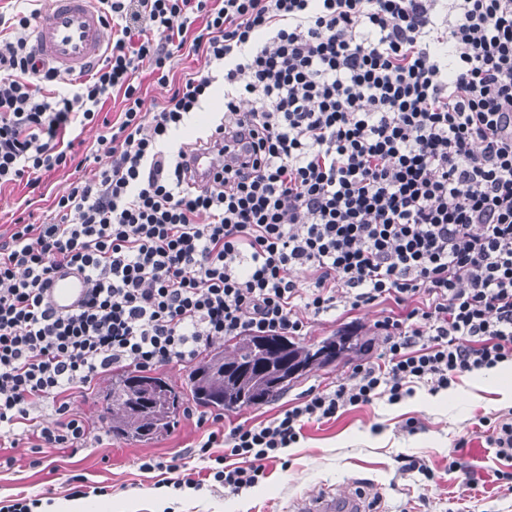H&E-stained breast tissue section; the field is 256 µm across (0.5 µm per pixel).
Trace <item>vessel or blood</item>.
Segmentation results:
<instances>
[{
	"mask_svg": "<svg viewBox=\"0 0 512 512\" xmlns=\"http://www.w3.org/2000/svg\"><path fill=\"white\" fill-rule=\"evenodd\" d=\"M108 26L93 0H50V8L34 30V44L41 61L68 74L83 72L91 61L102 57ZM224 162L213 152L192 156L189 164L198 184H205ZM83 277L69 269L59 270L49 290V301L59 311L74 308L84 297ZM364 494L351 489L295 498L289 512H367Z\"/></svg>",
	"mask_w": 512,
	"mask_h": 512,
	"instance_id": "b4317fda",
	"label": "vessel or blood"
}]
</instances>
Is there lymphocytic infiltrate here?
<instances>
[{"label":"lymphocytic infiltrate","instance_id":"1","mask_svg":"<svg viewBox=\"0 0 512 512\" xmlns=\"http://www.w3.org/2000/svg\"><path fill=\"white\" fill-rule=\"evenodd\" d=\"M116 33L79 82L39 65L14 17L0 35V185L72 165L77 127L110 157L56 195L46 224L0 236V448L78 453L75 391L116 369L191 363L227 337L299 336L337 301L393 303L380 362L277 416L214 429L205 467L143 457L174 488L268 477L305 423L512 362V0H96ZM204 56L206 67L176 73ZM167 87L143 110L144 78ZM224 85V117L177 139ZM116 121L101 120L111 95ZM250 162L205 187L186 166L216 133ZM86 297L55 311L53 273ZM51 420L32 417L44 401Z\"/></svg>","mask_w":512,"mask_h":512}]
</instances>
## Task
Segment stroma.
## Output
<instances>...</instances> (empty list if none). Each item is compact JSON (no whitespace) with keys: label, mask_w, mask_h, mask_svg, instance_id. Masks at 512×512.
<instances>
[{"label":"stroma","mask_w":512,"mask_h":512,"mask_svg":"<svg viewBox=\"0 0 512 512\" xmlns=\"http://www.w3.org/2000/svg\"><path fill=\"white\" fill-rule=\"evenodd\" d=\"M76 176L71 166L54 170L43 176L34 194L21 184L1 186L0 235L8 233L20 216L21 204H28L35 218L49 215L55 195ZM381 312L378 305L350 311L340 304L312 320L300 344L348 331L361 336L360 353L312 370L275 400L225 413L224 427L271 419L284 403L310 387L329 388L345 380L356 364L376 361L381 337L375 323ZM111 386V375H104L73 403L75 411L102 434V442L73 457L47 450L37 466L27 447L14 449L13 465L0 464V500L41 498L49 493L58 501L68 493L69 478L81 474L89 484L110 487L113 498L131 501L130 512H155L145 492L167 479L168 473L140 470L139 458L166 459L185 453L203 431L186 414L168 433L148 443L110 435L103 410ZM511 408L512 399H504L495 381L468 374L446 392L432 395L420 388L396 404L382 399L349 407L336 419L307 423L303 439L285 449L281 461L270 465L271 475L264 485L236 494L220 487L179 493L173 497V512H286L292 498L353 483L368 487L377 512H512V496L503 492L496 478L500 471L512 473V459L498 458L488 448L483 426L484 420ZM462 438L467 445L460 449L456 443ZM454 450L466 463L467 473L449 471L448 454ZM405 457L431 467L433 480L416 472H400Z\"/></svg>","instance_id":"stroma-1"}]
</instances>
